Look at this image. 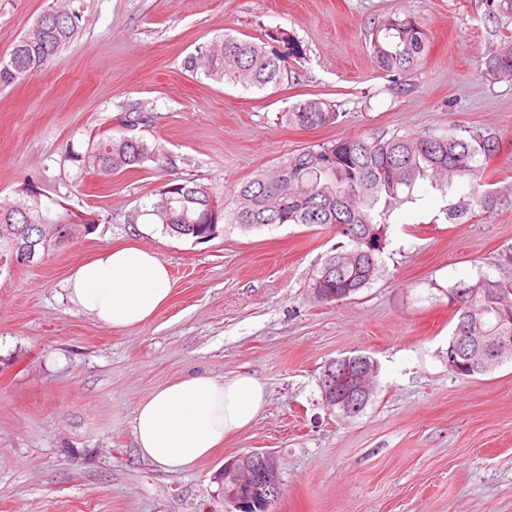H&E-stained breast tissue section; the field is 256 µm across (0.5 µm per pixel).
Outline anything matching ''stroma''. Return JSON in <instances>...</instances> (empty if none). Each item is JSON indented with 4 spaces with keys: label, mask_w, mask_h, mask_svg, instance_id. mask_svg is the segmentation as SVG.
I'll list each match as a JSON object with an SVG mask.
<instances>
[{
    "label": "stroma",
    "mask_w": 512,
    "mask_h": 512,
    "mask_svg": "<svg viewBox=\"0 0 512 512\" xmlns=\"http://www.w3.org/2000/svg\"><path fill=\"white\" fill-rule=\"evenodd\" d=\"M78 10L81 30L57 62L0 88V205L35 181L44 198L100 216L94 233L41 264L0 273V512H232L218 473L228 458L269 450L281 462L274 512H512V361L461 378L448 369L455 310L448 289L480 275L512 281V205L464 224L422 182L395 209L378 278L318 302L310 283L337 238L285 224L196 243L123 216L168 179L224 193L288 152L357 135L496 137L488 181L512 191V81L484 73L492 26L481 0H0V57L49 6ZM425 18L419 67L379 70L368 32L386 15ZM285 29L303 52L263 91L188 71L196 47L224 32ZM318 97L335 124L290 127L282 112ZM152 114L132 133L169 162L108 177L65 159L93 135ZM134 243L156 252L174 288L133 330L97 323L70 301L77 259ZM368 354L378 387L365 411L326 410L327 362ZM199 372L257 377L266 405L208 459L172 474L142 458L138 406Z\"/></svg>",
    "instance_id": "35a3bbf8"
}]
</instances>
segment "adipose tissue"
<instances>
[{
  "label": "adipose tissue",
  "mask_w": 512,
  "mask_h": 512,
  "mask_svg": "<svg viewBox=\"0 0 512 512\" xmlns=\"http://www.w3.org/2000/svg\"><path fill=\"white\" fill-rule=\"evenodd\" d=\"M173 284L157 254L139 245L77 260L66 280L70 301L100 325L133 329L169 300ZM265 390L253 375L202 373L160 386L141 403L133 434L140 454L170 472L193 468L263 411Z\"/></svg>",
  "instance_id": "adipose-tissue-1"
}]
</instances>
